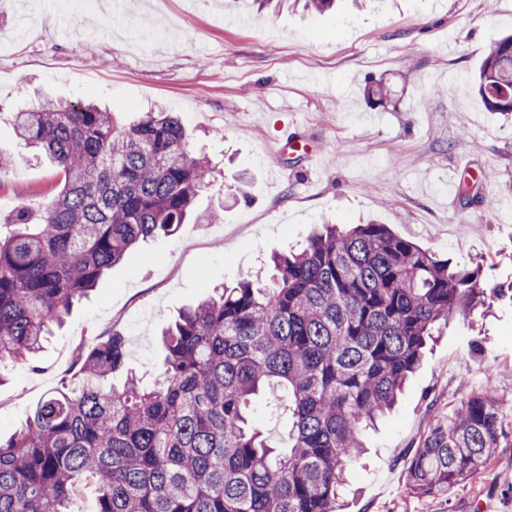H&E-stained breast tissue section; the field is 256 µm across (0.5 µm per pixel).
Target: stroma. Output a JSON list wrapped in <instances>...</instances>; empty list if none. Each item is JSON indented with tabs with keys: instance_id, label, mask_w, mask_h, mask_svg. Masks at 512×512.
Wrapping results in <instances>:
<instances>
[{
	"instance_id": "stroma-1",
	"label": "stroma",
	"mask_w": 512,
	"mask_h": 512,
	"mask_svg": "<svg viewBox=\"0 0 512 512\" xmlns=\"http://www.w3.org/2000/svg\"><path fill=\"white\" fill-rule=\"evenodd\" d=\"M0 0V216L37 210L62 172L35 157L14 112L41 97L84 100L127 125L150 110L180 112L188 149L215 177L200 211L169 237L128 252L74 305L37 367L0 385V436L23 425L69 376L79 350L117 333L127 366L152 384L161 331L186 307L303 247L321 224H385L454 264L483 261L490 282L512 285V116L489 111L468 82L489 45L512 31V0H338L335 9L256 11L249 0ZM457 85L449 95L434 87ZM393 84L368 102V79ZM296 122L305 150L266 166L281 126ZM468 179L469 198L457 193ZM492 382L512 427V299L486 294L425 352L394 412L363 435L342 512H512V443L448 493L406 489L410 454L452 401ZM266 389L253 416L274 440L288 422Z\"/></svg>"
}]
</instances>
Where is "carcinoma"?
I'll return each instance as SVG.
<instances>
[{
  "instance_id": "carcinoma-1",
  "label": "carcinoma",
  "mask_w": 512,
  "mask_h": 512,
  "mask_svg": "<svg viewBox=\"0 0 512 512\" xmlns=\"http://www.w3.org/2000/svg\"><path fill=\"white\" fill-rule=\"evenodd\" d=\"M493 112H512V35L475 74ZM19 137L62 169L58 195L0 222V369L31 363L52 327L139 241L168 237L208 188L176 112L120 126L95 104L44 98L14 115ZM487 286L480 263L451 265L385 224H326L266 280L223 287L163 334L161 379L129 373L112 333L76 357V382L47 395L0 440V512H339L363 429L389 412L437 327ZM284 393L286 446L250 420L264 389ZM508 432L492 382L454 404L405 472L415 495L482 470Z\"/></svg>"
}]
</instances>
